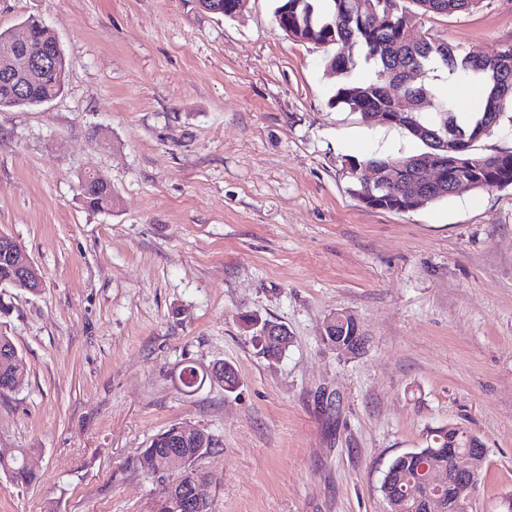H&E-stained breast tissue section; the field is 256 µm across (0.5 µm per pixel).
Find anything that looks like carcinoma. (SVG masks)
<instances>
[{
	"instance_id": "cac0c4a2",
	"label": "carcinoma",
	"mask_w": 512,
	"mask_h": 512,
	"mask_svg": "<svg viewBox=\"0 0 512 512\" xmlns=\"http://www.w3.org/2000/svg\"><path fill=\"white\" fill-rule=\"evenodd\" d=\"M274 16L279 18L278 27L288 36L302 42H312L328 47L339 45L346 54H336L326 59L328 67L349 74L358 61L372 70L366 81H347L336 92V102L344 105L362 118L377 108L384 111L407 113L404 128L418 138L426 150L411 156L374 157L360 167L378 169L390 176L389 188L398 186L401 176L415 171L419 163L437 153L434 143L442 138L448 147H462L453 153L456 163L451 166V181H463L468 190L512 186V152L477 154L475 143L491 133L506 117L508 105H512V43L502 46L490 56L464 54L459 47L444 38L427 31L415 35L405 29V21L422 22L435 15L448 16L470 13L478 9L482 0H278ZM387 18V24L376 27L371 19ZM32 31L29 52L37 56L42 52L39 24L36 17L27 19ZM8 31H0V77L6 69L13 76L23 75L17 58H8ZM444 69L449 74L478 82L479 111L482 115L474 123L459 121L454 105L439 96L431 83V73ZM66 59L59 54L57 67L47 77L25 83L23 93L15 98L0 89V112L16 108H32L56 98L64 88ZM394 85V95L385 88ZM426 96L431 102L432 115L424 117L421 110L410 108L413 99ZM85 204L97 211L112 210L110 189L103 183L92 188L84 196ZM23 355L10 336L0 333V395L17 389V377L23 373ZM448 446L445 428H433L426 435V446L412 448L397 456L385 471L379 486L382 498L397 491L403 495L416 489L423 491L422 463L433 452ZM217 441L204 430L195 429L188 436L174 432L169 426L155 435L141 456L155 461L162 468L170 453H180L190 459L189 467L173 478L161 480L162 488L152 506V512H174L168 486L185 487L203 470L198 462L212 449ZM0 475L13 484L28 487L38 480L37 474L27 465V451L18 449L8 456L0 455Z\"/></svg>"
}]
</instances>
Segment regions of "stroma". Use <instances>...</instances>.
I'll use <instances>...</instances> for the list:
<instances>
[{"label":"stroma","mask_w":512,"mask_h":512,"mask_svg":"<svg viewBox=\"0 0 512 512\" xmlns=\"http://www.w3.org/2000/svg\"><path fill=\"white\" fill-rule=\"evenodd\" d=\"M276 0L233 19L197 0H0V29L35 15L65 87L0 112V232L44 273L0 331L26 361L0 397V448L38 482L0 477V512H151L140 465L173 424L220 443L202 460L212 512H388L391 461L459 424L487 447L470 512L512 497V187L406 212L365 207L351 161L412 155L397 125L335 101L326 48L287 37ZM425 30L480 55L512 42V0ZM112 184L87 208L79 180ZM365 345L336 352L326 320ZM284 324L271 362L243 314ZM239 387L187 392L184 366ZM98 174V173H97ZM97 178L109 186L111 183L102 177L101 175H97ZM93 180L92 173H87L81 177L80 183L81 185L84 182H91ZM104 183L98 182L97 187H93L90 191L89 195H85L88 192L87 185L83 184L80 188L81 195L84 196L85 204L89 208L97 211H111L113 205V198L111 200L110 189ZM348 317H350L349 314L346 313H336V315H333L331 318H329L326 322L325 328H324V336L326 337L327 333L331 331V328L336 322V326L338 324L346 323ZM345 324H342V326L337 328L338 333L340 336H337V331L335 333L336 342L332 343V348L336 349V351L342 352V353H352L353 351H356L355 346L350 341V337L352 336V333H354L355 326L351 328V322L346 323V326L344 328ZM336 326L334 327V330H336ZM350 336V337H346Z\"/></svg>","instance_id":"35a3bbf8"}]
</instances>
